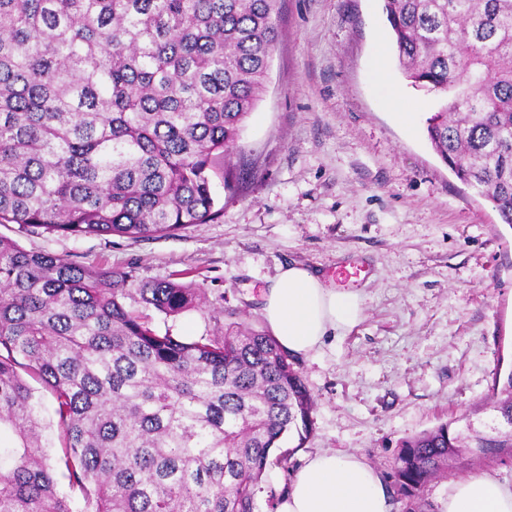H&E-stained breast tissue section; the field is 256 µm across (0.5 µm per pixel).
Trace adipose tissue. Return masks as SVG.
Masks as SVG:
<instances>
[{
	"mask_svg": "<svg viewBox=\"0 0 512 512\" xmlns=\"http://www.w3.org/2000/svg\"><path fill=\"white\" fill-rule=\"evenodd\" d=\"M357 294L327 287L308 267L280 269L265 291L263 317L279 344L296 355L319 350L326 336L361 317ZM442 512H512V484L488 473L457 480ZM275 512H393L385 477L363 456L321 451L294 473Z\"/></svg>",
	"mask_w": 512,
	"mask_h": 512,
	"instance_id": "adipose-tissue-1",
	"label": "adipose tissue"
}]
</instances>
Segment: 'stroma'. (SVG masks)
Returning <instances> with one entry per match:
<instances>
[{"instance_id": "35a3bbf8", "label": "stroma", "mask_w": 512, "mask_h": 512, "mask_svg": "<svg viewBox=\"0 0 512 512\" xmlns=\"http://www.w3.org/2000/svg\"><path fill=\"white\" fill-rule=\"evenodd\" d=\"M390 39L383 0H282L266 92L240 140L256 174L232 193L213 176L212 222L137 239L0 224L25 250L132 267L143 282L190 271L205 304L151 315L176 336L212 334L227 307L264 327L262 293L283 265L357 293L361 320L297 358L314 430L286 440L287 469L265 478L278 491L321 450L360 453L387 474L403 440L442 422L483 434L502 424L489 397L495 373L512 371V227L433 151L435 101L396 53L375 79L372 59ZM387 83L414 131L385 104Z\"/></svg>"}]
</instances>
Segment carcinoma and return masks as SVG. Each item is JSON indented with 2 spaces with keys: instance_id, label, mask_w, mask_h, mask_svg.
<instances>
[{
  "instance_id": "carcinoma-1",
  "label": "carcinoma",
  "mask_w": 512,
  "mask_h": 512,
  "mask_svg": "<svg viewBox=\"0 0 512 512\" xmlns=\"http://www.w3.org/2000/svg\"><path fill=\"white\" fill-rule=\"evenodd\" d=\"M279 0H0V224L62 235L163 236L215 220L212 175L233 157L265 91ZM411 86L440 100L432 148L512 226V0H383ZM143 283L0 238V512H254L266 472L288 470L315 401L276 338L218 311L185 338L130 308L177 316L203 289ZM60 450L51 458L42 398ZM507 430L441 423L402 441V512L469 448L512 455V372L495 373Z\"/></svg>"
}]
</instances>
